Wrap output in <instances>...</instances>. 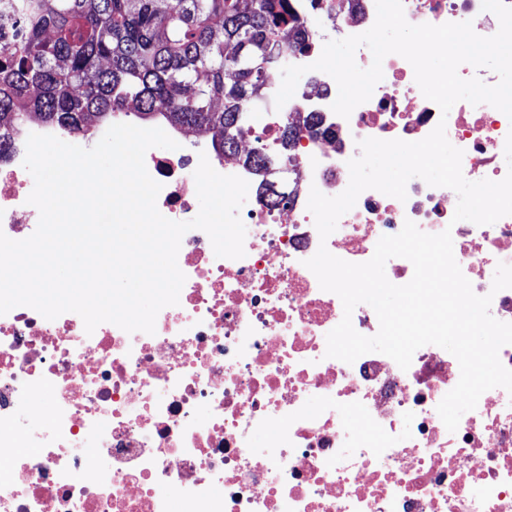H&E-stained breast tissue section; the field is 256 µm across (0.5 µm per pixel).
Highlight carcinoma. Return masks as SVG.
I'll list each match as a JSON object with an SVG mask.
<instances>
[{
    "label": "carcinoma",
    "instance_id": "cac0c4a2",
    "mask_svg": "<svg viewBox=\"0 0 512 512\" xmlns=\"http://www.w3.org/2000/svg\"><path fill=\"white\" fill-rule=\"evenodd\" d=\"M305 47L284 0H0V155L24 120L84 133L120 110L210 133L222 157L267 73Z\"/></svg>",
    "mask_w": 512,
    "mask_h": 512
}]
</instances>
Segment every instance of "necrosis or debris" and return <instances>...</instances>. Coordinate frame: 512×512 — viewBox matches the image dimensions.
Masks as SVG:
<instances>
[{
  "instance_id": "obj_1",
  "label": "necrosis or debris",
  "mask_w": 512,
  "mask_h": 512,
  "mask_svg": "<svg viewBox=\"0 0 512 512\" xmlns=\"http://www.w3.org/2000/svg\"><path fill=\"white\" fill-rule=\"evenodd\" d=\"M375 0H287L311 33L292 65L315 62L326 41L367 31ZM414 25L471 22L494 35L482 0H403ZM350 117L335 114V80L310 72L282 108L243 118L242 140L263 149L287 178L277 204L261 199L244 162L210 157L250 188L239 216L245 255L219 258L202 230L187 231L177 256L186 276L179 303L157 315L154 334L111 323L86 333L82 318L56 319L19 306L0 315V512H512V394L494 388L449 432L437 413L459 364L435 345L408 370L373 352L353 363L327 357L326 336L343 317L305 262L319 246L351 262L371 259L381 236L405 221L450 230L453 252L490 312L512 322V288L492 292L498 263L512 265V215L491 225L453 223L456 193L419 178L406 200L369 189L320 239L307 208L311 188L327 196L349 183L347 162L366 138L418 141L445 122L463 152L466 179L502 180L512 120L488 104L459 101L449 113L427 100L397 54ZM316 133H309V126ZM295 127L283 148L285 127ZM65 137L36 119L12 132L0 156V231L29 237L39 220L23 166L29 134ZM198 155L149 149L145 165L162 189L157 207L185 222L199 212ZM52 390L54 408L36 430L23 418ZM264 433L266 448L255 447Z\"/></svg>"
}]
</instances>
